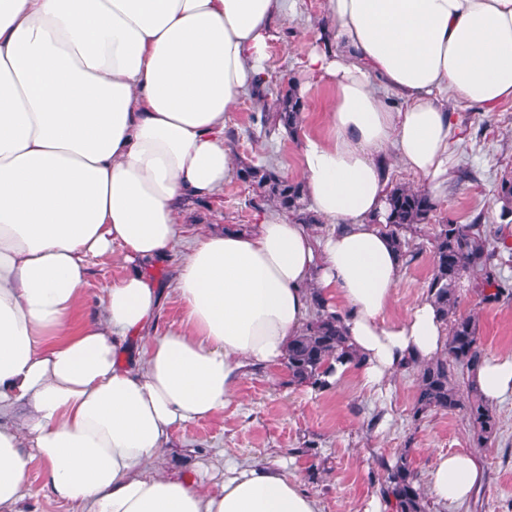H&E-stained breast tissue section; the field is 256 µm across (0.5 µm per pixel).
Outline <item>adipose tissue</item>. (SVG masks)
Listing matches in <instances>:
<instances>
[{
  "label": "adipose tissue",
  "instance_id": "1",
  "mask_svg": "<svg viewBox=\"0 0 512 512\" xmlns=\"http://www.w3.org/2000/svg\"><path fill=\"white\" fill-rule=\"evenodd\" d=\"M281 0H0V512L40 491L81 512H319L287 464L228 460L205 478L159 465L174 427L223 411L252 368L283 361L313 297L345 307L357 371L383 392L439 356L431 299L387 311L403 261L380 229L390 146L436 184L450 178L449 100H512V0H327L306 72L332 83L328 134L302 144L301 178L334 229L268 219L190 238L180 321L155 333L179 216L236 173L226 116L266 66ZM379 78L404 106L389 110ZM127 272L86 312L90 264ZM140 338L132 347V338ZM488 403L512 395V354L470 372ZM482 471L438 455L426 483L468 500Z\"/></svg>",
  "mask_w": 512,
  "mask_h": 512
}]
</instances>
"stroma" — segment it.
Listing matches in <instances>:
<instances>
[{"mask_svg": "<svg viewBox=\"0 0 512 512\" xmlns=\"http://www.w3.org/2000/svg\"><path fill=\"white\" fill-rule=\"evenodd\" d=\"M328 23L325 0H283L280 14L272 21L277 39L270 46L268 67L272 84H297L303 122L295 135L262 125L255 120L261 112L258 95L245 93L229 112L224 130V144L236 164L269 165L278 172L294 173L300 168L305 137L326 135L323 114L336 90L307 76L304 60L319 47V33ZM448 107L454 114L450 136L454 171L441 189H431L423 177L398 162L392 147L380 152L388 187L429 193L436 204L429 223L405 234L416 257L402 267L388 311L392 318L409 313L427 293L433 270L430 239L436 225L480 220L487 238L506 259L503 275L512 277V224L501 223L497 196L501 181L512 179V101L491 112L466 102L452 101ZM277 214V208L234 177L210 200L190 205L180 222L191 235L224 225L249 231L263 218ZM186 251L185 242H178L170 261L149 269L166 288L158 329L179 322L183 315L174 278ZM125 272L120 250L94 261L86 284L88 304H98L106 288ZM476 278L472 272L461 279L458 310L478 317L486 356L512 354V302H483L472 289ZM416 391L413 367L396 375L383 397L364 387L354 373L340 385L317 392L289 384L286 367L253 368L222 412L175 427L163 467L193 477L201 467L223 465L228 457L284 461L305 474L304 488L317 500L320 512H363L379 495L383 463H394L401 451H408L421 477L438 454L466 451L481 465V486L467 502L434 501L429 512H512V396L494 404L499 430L480 448L462 412H432L413 420Z\"/></svg>", "mask_w": 512, "mask_h": 512, "instance_id": "stroma-1", "label": "stroma"}]
</instances>
